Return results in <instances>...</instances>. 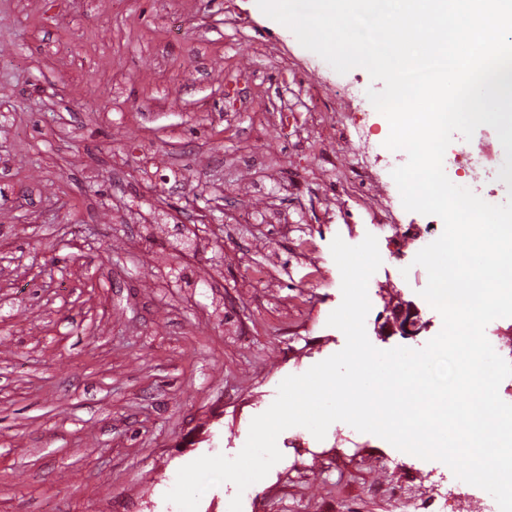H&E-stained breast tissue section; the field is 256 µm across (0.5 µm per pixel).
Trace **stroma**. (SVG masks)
Masks as SVG:
<instances>
[{"instance_id":"1","label":"stroma","mask_w":512,"mask_h":512,"mask_svg":"<svg viewBox=\"0 0 512 512\" xmlns=\"http://www.w3.org/2000/svg\"><path fill=\"white\" fill-rule=\"evenodd\" d=\"M382 87L256 0H0V512H178L181 467L236 456L343 349L334 238L402 259L368 283L374 347L440 332L414 258L443 222L402 206ZM402 300L428 329L377 335ZM277 446L242 512H400L388 481L458 483L341 421Z\"/></svg>"}]
</instances>
